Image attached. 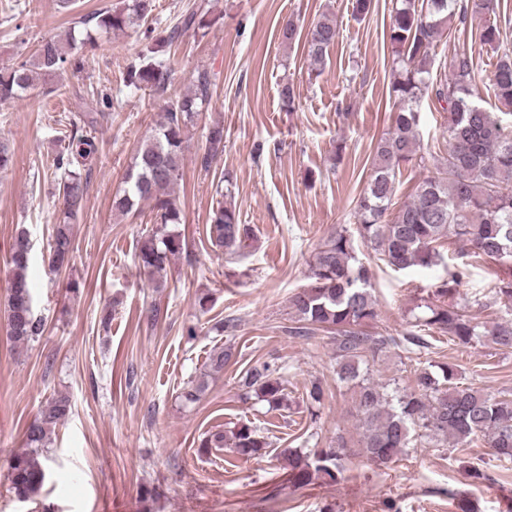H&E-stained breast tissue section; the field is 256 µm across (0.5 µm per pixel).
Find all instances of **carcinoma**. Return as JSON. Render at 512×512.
<instances>
[{
  "instance_id": "1",
  "label": "carcinoma",
  "mask_w": 512,
  "mask_h": 512,
  "mask_svg": "<svg viewBox=\"0 0 512 512\" xmlns=\"http://www.w3.org/2000/svg\"><path fill=\"white\" fill-rule=\"evenodd\" d=\"M497 0H394L389 24L392 47L390 95L395 101L391 125L373 150L366 187L356 200L354 227L329 234L315 248L310 262L309 287L292 297L291 308L301 325L291 328L294 336H307L315 328L336 334V375L340 382L357 388L356 404L361 448L370 462L387 466L396 462L410 443L422 438L436 447L451 444L463 448L480 435L499 460L512 461V397L492 395L459 386L458 369L452 364H429L413 369V387L390 395L385 387L369 381L363 367L381 360L392 346L406 351L427 347L425 333L447 336L457 344L489 343L512 350V122L487 111L479 103L480 84L468 42L437 59L436 47L455 27L470 30L481 43L501 52L489 76V87L502 114L512 117V50L501 42ZM155 9L154 0H121V5L85 14L65 34L45 38L34 59L0 68V102L39 91L55 92L46 81L66 70H77L83 53L97 43V36L137 31ZM214 19L200 10L183 16L181 27L155 43L130 65L123 82L130 90L149 88L163 94L171 79V68L156 54L166 51L183 33H207ZM338 36L335 18L322 14L305 34L309 71L321 75L328 51ZM445 72L432 76L434 67ZM214 86L213 74L196 72L188 90L167 101L163 120L137 146L125 174V187L112 207L122 216L135 214L148 205L153 223L160 229L140 237L135 257L157 288L164 287V273L171 258L190 254L181 233L167 227L181 223L183 202L174 185L183 167L185 150L200 115L207 111ZM430 101L447 112L448 154L434 164V171L415 187L409 202L389 217L397 191L401 167L415 162L427 166L422 152L423 103ZM97 152L93 139L73 133L56 156L61 172L59 189L63 208L56 217L46 254L50 270L61 272L73 259V228L86 197V166ZM224 153V124L206 127L205 146L196 153L199 171L208 174ZM233 177L224 174V198L213 210L206 227V241L215 251L233 260L243 255L253 230L241 223L231 198ZM448 239L462 244L458 261L446 265L447 277L433 292L436 301L418 305L410 329L400 337L376 336L365 330L377 316L373 295L374 274L359 257L363 245L379 260L396 270L430 268L442 261L439 247ZM33 245L26 231L14 236L9 249L12 269L7 304V336L24 345L45 331L33 312L29 269ZM488 258L504 263L509 276L485 296L476 299L480 308H494L497 315L478 322L469 314L471 305L456 298V286L465 274L463 258ZM232 356L227 346L212 350L207 357L210 371L224 370ZM244 399L255 398L271 409L288 407L286 379L280 367L263 362L246 369L238 379ZM71 399L58 394L48 401L24 430V450L10 462L9 476L18 498H35L47 478L43 452L51 443L57 425L69 420ZM204 448H231L241 458L267 453L271 442L250 422H238L229 430L212 433L202 441ZM289 476L297 485L312 478L334 483L341 479L347 442L339 436L326 448L304 452L284 448Z\"/></svg>"
}]
</instances>
